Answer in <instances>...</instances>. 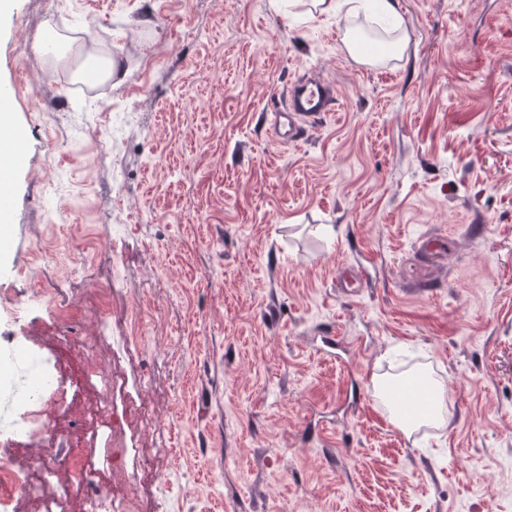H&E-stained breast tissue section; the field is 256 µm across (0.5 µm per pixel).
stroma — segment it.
<instances>
[{"label":"stroma","mask_w":512,"mask_h":512,"mask_svg":"<svg viewBox=\"0 0 512 512\" xmlns=\"http://www.w3.org/2000/svg\"><path fill=\"white\" fill-rule=\"evenodd\" d=\"M399 5L402 59L367 64L343 47L360 22L305 0H15L0 389L63 336L115 386L0 459L84 456L136 512H512V0ZM25 36L125 76L18 58ZM314 73L337 109L280 144L264 115ZM40 288L76 315L52 323ZM133 318L136 390L112 348ZM405 362L445 380L442 424L403 433L376 397ZM111 403L154 411L119 472L88 420ZM46 499L89 512L60 480L11 512Z\"/></svg>","instance_id":"35a3bbf8"}]
</instances>
